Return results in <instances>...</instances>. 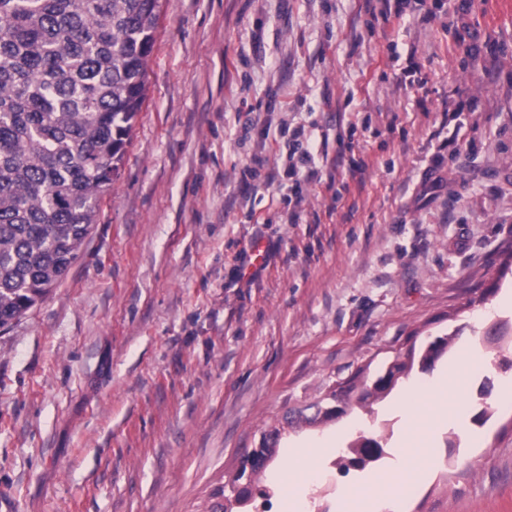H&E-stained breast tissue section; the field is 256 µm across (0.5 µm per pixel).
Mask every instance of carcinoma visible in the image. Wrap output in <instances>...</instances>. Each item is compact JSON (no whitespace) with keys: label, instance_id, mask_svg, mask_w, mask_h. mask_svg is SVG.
<instances>
[{"label":"carcinoma","instance_id":"obj_1","mask_svg":"<svg viewBox=\"0 0 512 512\" xmlns=\"http://www.w3.org/2000/svg\"><path fill=\"white\" fill-rule=\"evenodd\" d=\"M160 0H0V328L79 257L145 100ZM449 341L422 355L430 370ZM397 381L363 382L358 404Z\"/></svg>","mask_w":512,"mask_h":512}]
</instances>
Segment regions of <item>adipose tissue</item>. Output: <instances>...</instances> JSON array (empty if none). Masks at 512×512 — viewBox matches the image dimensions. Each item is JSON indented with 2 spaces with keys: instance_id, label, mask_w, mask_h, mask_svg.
<instances>
[{
  "instance_id": "ef3b65f1",
  "label": "adipose tissue",
  "mask_w": 512,
  "mask_h": 512,
  "mask_svg": "<svg viewBox=\"0 0 512 512\" xmlns=\"http://www.w3.org/2000/svg\"><path fill=\"white\" fill-rule=\"evenodd\" d=\"M477 356L470 344H462L448 364L444 377L427 388L410 386L405 404L408 430L402 439L398 468L402 471H429L437 464L434 449L425 447L423 438L437 422L456 419L458 407L468 393L467 374Z\"/></svg>"
}]
</instances>
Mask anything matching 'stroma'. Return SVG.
I'll use <instances>...</instances> for the list:
<instances>
[{
    "instance_id": "obj_1",
    "label": "stroma",
    "mask_w": 512,
    "mask_h": 512,
    "mask_svg": "<svg viewBox=\"0 0 512 512\" xmlns=\"http://www.w3.org/2000/svg\"><path fill=\"white\" fill-rule=\"evenodd\" d=\"M146 98L66 277L0 329V512H210L279 429L254 489L270 512L288 450L330 441L317 477L338 512L371 473L397 479L398 393L333 421L290 410L438 336L485 360L488 420L433 436L438 466L376 512H512V0H422L404 25L365 0H161ZM420 63L423 89L405 71ZM426 107H419V97ZM353 151L361 178L308 186L288 221V130ZM262 244L266 260L245 267ZM380 433L363 468L337 448Z\"/></svg>"
}]
</instances>
